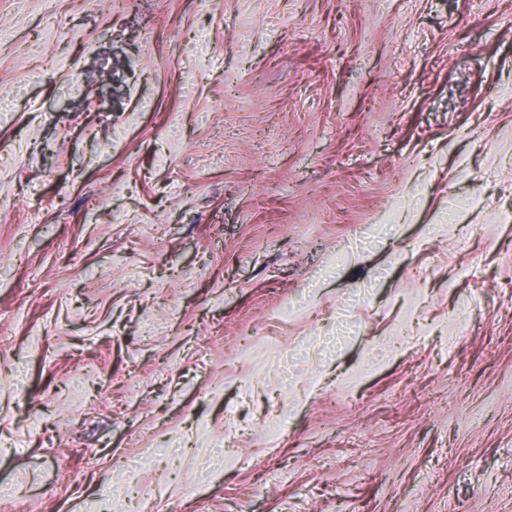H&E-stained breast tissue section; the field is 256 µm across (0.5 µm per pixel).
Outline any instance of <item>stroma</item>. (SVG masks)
I'll use <instances>...</instances> for the list:
<instances>
[{
	"instance_id": "1",
	"label": "stroma",
	"mask_w": 512,
	"mask_h": 512,
	"mask_svg": "<svg viewBox=\"0 0 512 512\" xmlns=\"http://www.w3.org/2000/svg\"><path fill=\"white\" fill-rule=\"evenodd\" d=\"M1 98L16 512H512V0H0Z\"/></svg>"
}]
</instances>
